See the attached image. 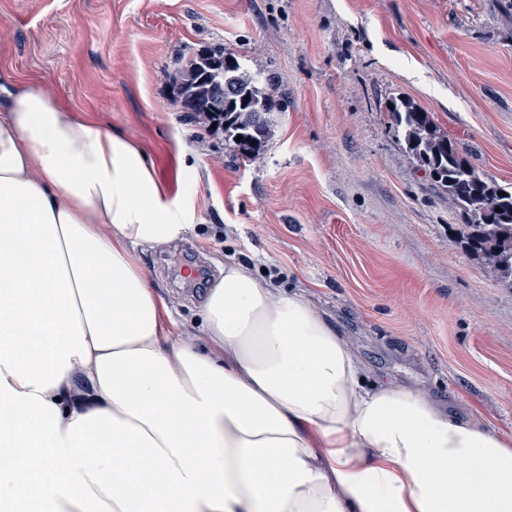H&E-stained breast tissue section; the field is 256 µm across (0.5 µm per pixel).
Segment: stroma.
<instances>
[{"instance_id": "1", "label": "stroma", "mask_w": 512, "mask_h": 512, "mask_svg": "<svg viewBox=\"0 0 512 512\" xmlns=\"http://www.w3.org/2000/svg\"><path fill=\"white\" fill-rule=\"evenodd\" d=\"M276 76L288 107L252 159L185 120L170 75L204 48ZM135 142L186 234L136 253L175 320L199 332L212 279L248 264L300 291L370 381L426 395L512 438V284L458 242L461 220L411 163L387 110L407 96L512 184L507 0H0V74Z\"/></svg>"}]
</instances>
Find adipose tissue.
Wrapping results in <instances>:
<instances>
[{"instance_id":"1","label":"adipose tissue","mask_w":512,"mask_h":512,"mask_svg":"<svg viewBox=\"0 0 512 512\" xmlns=\"http://www.w3.org/2000/svg\"><path fill=\"white\" fill-rule=\"evenodd\" d=\"M0 92V512H512V440L364 381L303 294L228 264L171 337L135 249L187 206L41 85Z\"/></svg>"}]
</instances>
